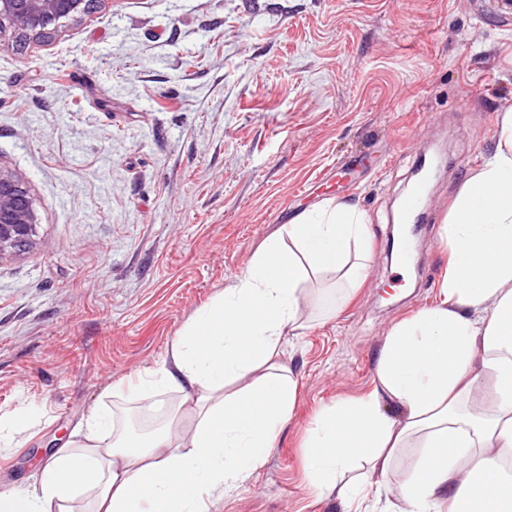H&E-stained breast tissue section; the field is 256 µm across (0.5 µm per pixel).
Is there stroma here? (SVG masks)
I'll return each mask as SVG.
<instances>
[{
	"label": "stroma",
	"mask_w": 512,
	"mask_h": 512,
	"mask_svg": "<svg viewBox=\"0 0 512 512\" xmlns=\"http://www.w3.org/2000/svg\"><path fill=\"white\" fill-rule=\"evenodd\" d=\"M512 109V27L493 0H94L50 37L0 35V165L26 180L38 245L0 261V490L29 485L80 417L157 365L193 312L328 200L368 217L364 280L303 314L275 447L211 512H342L305 475V430L373 386L384 339L436 304L443 227ZM413 271L388 260L423 153Z\"/></svg>",
	"instance_id": "obj_1"
}]
</instances>
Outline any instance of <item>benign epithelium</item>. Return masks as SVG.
<instances>
[{
  "label": "benign epithelium",
  "mask_w": 512,
  "mask_h": 512,
  "mask_svg": "<svg viewBox=\"0 0 512 512\" xmlns=\"http://www.w3.org/2000/svg\"><path fill=\"white\" fill-rule=\"evenodd\" d=\"M93 0H0V34L45 38L69 20L86 16ZM38 215L22 176L0 166V260L37 246Z\"/></svg>",
  "instance_id": "obj_1"
}]
</instances>
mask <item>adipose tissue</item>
I'll return each mask as SVG.
<instances>
[{"instance_id": "1", "label": "adipose tissue", "mask_w": 512, "mask_h": 512, "mask_svg": "<svg viewBox=\"0 0 512 512\" xmlns=\"http://www.w3.org/2000/svg\"><path fill=\"white\" fill-rule=\"evenodd\" d=\"M353 205L327 201L269 236L247 268L184 324L161 364L119 402L82 418L32 486L0 492V512H209L270 455L297 381L285 359L311 274L348 271L364 253ZM442 299L396 325L372 389L306 431L309 482L324 495L368 493L419 446L387 512H512V111L491 156L460 187L445 228ZM165 414L133 432L143 395Z\"/></svg>"}]
</instances>
